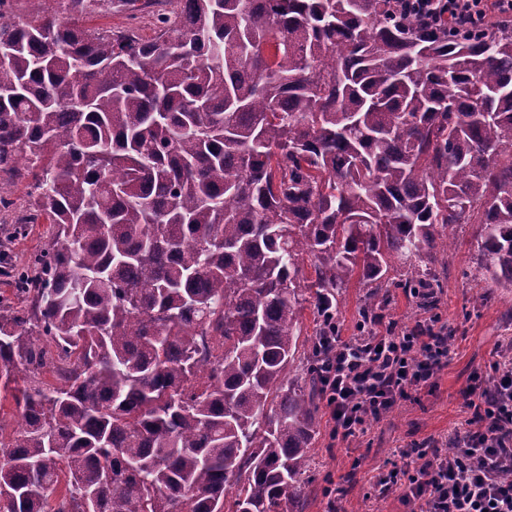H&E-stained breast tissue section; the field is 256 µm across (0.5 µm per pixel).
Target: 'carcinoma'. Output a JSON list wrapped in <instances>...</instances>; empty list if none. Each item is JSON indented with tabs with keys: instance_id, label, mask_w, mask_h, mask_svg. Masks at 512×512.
<instances>
[{
	"instance_id": "1",
	"label": "carcinoma",
	"mask_w": 512,
	"mask_h": 512,
	"mask_svg": "<svg viewBox=\"0 0 512 512\" xmlns=\"http://www.w3.org/2000/svg\"><path fill=\"white\" fill-rule=\"evenodd\" d=\"M112 2L0 0V171L51 223L4 273L0 386L29 384L0 512H298L352 276L364 321L392 288L432 311L474 224L472 276L512 289V25L404 0L82 25ZM136 13L138 18L133 20L129 15L130 12L120 9H112L109 13L95 15L89 18L86 22V26L96 29L112 28V30L122 29L127 26H135L139 29V33L144 39H150L154 35L150 18L143 12Z\"/></svg>"
}]
</instances>
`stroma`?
Instances as JSON below:
<instances>
[{"instance_id":"35a3bbf8","label":"stroma","mask_w":512,"mask_h":512,"mask_svg":"<svg viewBox=\"0 0 512 512\" xmlns=\"http://www.w3.org/2000/svg\"><path fill=\"white\" fill-rule=\"evenodd\" d=\"M0 190L13 202V213H0V262L21 267L47 241L46 225L32 224L26 235L13 236L14 213L25 212L33 203L31 181L26 177L0 178ZM474 225H461L456 244L448 253V268L442 274V324L453 336L454 354L435 378L433 388L413 394L367 433L344 443L330 435L327 417H320L313 442V463L307 488L305 512H328L323 490L341 488L338 512H406L398 493L380 501L368 499L371 480L378 468L391 459L395 449L407 448L428 438H445L464 428L470 412L463 393L477 372H488L491 352L504 338L512 337V291L494 289L481 306H474L477 288L468 278L478 254Z\"/></svg>"}]
</instances>
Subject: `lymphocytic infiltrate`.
Here are the masks:
<instances>
[{
  "label": "lymphocytic infiltrate",
  "mask_w": 512,
  "mask_h": 512,
  "mask_svg": "<svg viewBox=\"0 0 512 512\" xmlns=\"http://www.w3.org/2000/svg\"><path fill=\"white\" fill-rule=\"evenodd\" d=\"M330 342L322 397L333 437L347 442L432 387L452 357L447 327L428 318L405 327L381 320ZM493 357L490 372L476 375L464 393L472 412L467 428L396 450L390 468L374 477V500L395 490L408 512H512V339Z\"/></svg>",
  "instance_id": "obj_1"
}]
</instances>
